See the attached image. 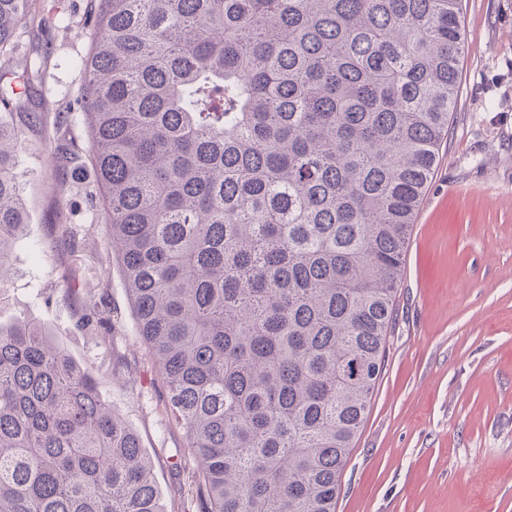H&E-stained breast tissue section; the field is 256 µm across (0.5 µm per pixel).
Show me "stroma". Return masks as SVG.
<instances>
[{
    "mask_svg": "<svg viewBox=\"0 0 512 512\" xmlns=\"http://www.w3.org/2000/svg\"><path fill=\"white\" fill-rule=\"evenodd\" d=\"M57 22L24 23L0 72L16 92L37 62L15 152L28 231L13 245L0 322H48L78 362L97 374L113 411L138 434L167 512H190L195 467L184 431L169 423L164 385L140 343L121 268L106 249L101 210L57 187L69 171L52 155L85 140L82 124L57 129L84 83L79 58L94 31L91 0H38ZM460 93L448 138L411 229L382 375L342 475L336 512H512V0H462ZM73 225L76 245L54 241ZM89 289L72 295L69 284ZM104 299L111 335L81 328ZM180 461L183 469L171 468Z\"/></svg>",
    "mask_w": 512,
    "mask_h": 512,
    "instance_id": "stroma-1",
    "label": "stroma"
}]
</instances>
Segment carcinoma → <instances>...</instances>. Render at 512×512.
I'll use <instances>...</instances> for the list:
<instances>
[{
	"label": "carcinoma",
	"mask_w": 512,
	"mask_h": 512,
	"mask_svg": "<svg viewBox=\"0 0 512 512\" xmlns=\"http://www.w3.org/2000/svg\"><path fill=\"white\" fill-rule=\"evenodd\" d=\"M34 0H0V56ZM55 168L90 153L107 249L199 512H336L458 99L460 0H92ZM0 119V283L28 227ZM111 319L89 306L81 326ZM0 512H165L52 327L0 324Z\"/></svg>",
	"instance_id": "carcinoma-1"
}]
</instances>
